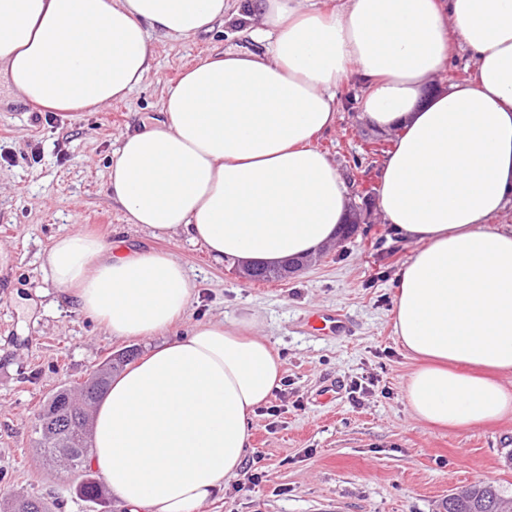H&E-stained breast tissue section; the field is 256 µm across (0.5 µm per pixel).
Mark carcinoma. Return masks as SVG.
Masks as SVG:
<instances>
[{"mask_svg": "<svg viewBox=\"0 0 512 512\" xmlns=\"http://www.w3.org/2000/svg\"><path fill=\"white\" fill-rule=\"evenodd\" d=\"M134 356V350L128 349L115 356H109L99 367L105 379L98 381L91 375L77 386H61L48 397L43 414L34 426L35 442L44 460L57 462L60 449L67 448L72 458L71 469L80 472L81 480L76 492L90 502H100L106 497V487L95 477L89 463L91 439L78 433L61 434L59 441L52 442L48 432L57 423L58 412L68 396L74 392L85 395L96 405L118 374ZM54 501L46 497L18 495L8 501L3 512H53ZM444 512H512V498L503 496L494 486L475 484L466 487L461 493L450 497L443 503Z\"/></svg>", "mask_w": 512, "mask_h": 512, "instance_id": "obj_1", "label": "carcinoma"}]
</instances>
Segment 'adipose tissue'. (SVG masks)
<instances>
[{
  "mask_svg": "<svg viewBox=\"0 0 512 512\" xmlns=\"http://www.w3.org/2000/svg\"><path fill=\"white\" fill-rule=\"evenodd\" d=\"M227 17L263 50L196 64L151 128L121 137L110 189L128 223L185 236L218 263L317 254L349 195L316 141L336 123L337 88L364 81L362 120L401 132L379 206L415 246L393 305L416 362L406 406L454 429L511 416L512 225L496 218L512 205V0H0V80L40 109L94 112L141 84L150 30L178 40ZM461 53L474 75L424 94ZM41 268L111 335L160 339L98 405L92 466L129 512H199L240 477L281 385L256 318L166 339L197 294L170 252L75 232Z\"/></svg>",
  "mask_w": 512,
  "mask_h": 512,
  "instance_id": "obj_1",
  "label": "adipose tissue"
}]
</instances>
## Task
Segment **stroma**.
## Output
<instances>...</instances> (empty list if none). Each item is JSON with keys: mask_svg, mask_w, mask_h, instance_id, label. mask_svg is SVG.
<instances>
[{"mask_svg": "<svg viewBox=\"0 0 512 512\" xmlns=\"http://www.w3.org/2000/svg\"><path fill=\"white\" fill-rule=\"evenodd\" d=\"M250 45L234 21L181 40L151 32L142 83L125 100L72 116L41 111L0 86V500L29 494L55 498V512H128L111 495L85 501L33 446L35 417L57 386L83 381L109 354L153 345L110 335L45 279L43 254L76 231L179 258L199 296L170 336L202 319L254 314L283 363L280 389L255 418L242 475L200 512H444L455 488L479 483L512 496V418L448 430L408 413L403 385L413 363L395 340L392 307L413 245L393 235L380 210L303 272L252 282L203 245L128 223L113 202L117 139L157 117L185 69ZM363 93L358 81L341 85L336 125L317 141L357 204L377 199L397 139L361 120ZM323 310L341 313L348 332H310L308 317Z\"/></svg>", "mask_w": 512, "mask_h": 512, "instance_id": "obj_1", "label": "stroma"}]
</instances>
